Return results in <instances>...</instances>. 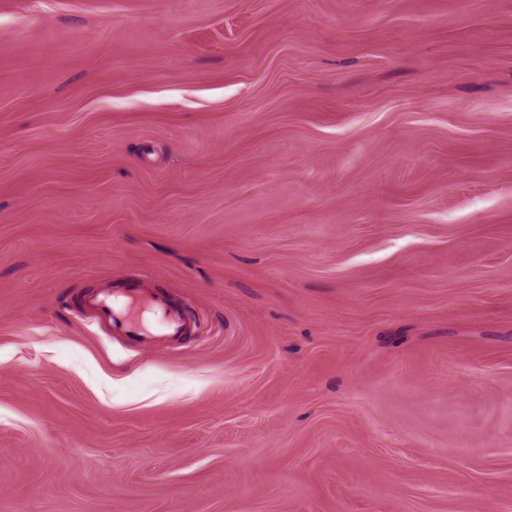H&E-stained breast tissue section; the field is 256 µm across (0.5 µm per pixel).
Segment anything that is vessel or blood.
<instances>
[{
    "instance_id": "1",
    "label": "vessel or blood",
    "mask_w": 512,
    "mask_h": 512,
    "mask_svg": "<svg viewBox=\"0 0 512 512\" xmlns=\"http://www.w3.org/2000/svg\"><path fill=\"white\" fill-rule=\"evenodd\" d=\"M88 309L109 321L114 332L134 336L150 343L158 339L173 340L189 329L184 312L170 305L152 289L133 285L124 293L98 289L85 301Z\"/></svg>"
}]
</instances>
